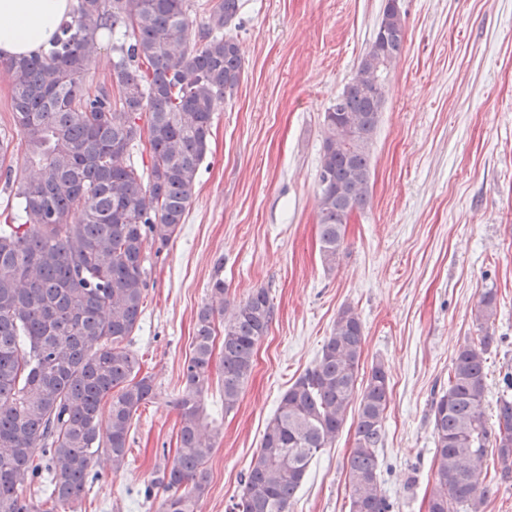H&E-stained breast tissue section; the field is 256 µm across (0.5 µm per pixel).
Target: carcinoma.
I'll use <instances>...</instances> for the list:
<instances>
[{
  "label": "carcinoma",
  "instance_id": "cac0c4a2",
  "mask_svg": "<svg viewBox=\"0 0 512 512\" xmlns=\"http://www.w3.org/2000/svg\"><path fill=\"white\" fill-rule=\"evenodd\" d=\"M191 0H74L49 47L4 63L16 126L26 150L7 163L0 133V177L16 205L0 211V512H59L86 492L100 449L112 471L127 464L132 420L155 396L127 339L148 291L146 242L167 244L185 223L199 167L209 149L216 106L233 97L243 63L237 37L240 0H217L205 21ZM386 38L370 45L324 114L319 158L320 254L335 269L352 214L370 199L371 146L385 104L389 70L401 57V12L387 6ZM112 36L111 80L84 92L85 76ZM149 150L144 172L131 161ZM216 279L197 314L192 355L176 398L178 448L155 484L159 512H202L214 448L204 414L216 319L224 317L218 366L224 414L237 407L258 343L274 319L268 291L224 298ZM482 292L474 316L495 315ZM491 337L460 346L448 389L434 395V483L427 512H484L485 458L512 479V395L486 416ZM363 324L342 308L314 366L281 396L253 456L242 493L228 512H291L312 459L332 447L359 401L347 458L349 512H392L379 480L390 401L384 365L359 378ZM108 413H103V405ZM107 424L101 440V424ZM40 455H35V452ZM36 488V499L23 494Z\"/></svg>",
  "mask_w": 512,
  "mask_h": 512
}]
</instances>
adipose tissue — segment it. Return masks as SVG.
I'll return each mask as SVG.
<instances>
[{"label":"adipose tissue","mask_w":512,"mask_h":512,"mask_svg":"<svg viewBox=\"0 0 512 512\" xmlns=\"http://www.w3.org/2000/svg\"><path fill=\"white\" fill-rule=\"evenodd\" d=\"M69 10L70 0H0V59L38 52Z\"/></svg>","instance_id":"1"}]
</instances>
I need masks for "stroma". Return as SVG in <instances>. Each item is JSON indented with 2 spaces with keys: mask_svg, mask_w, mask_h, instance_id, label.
<instances>
[{
  "mask_svg": "<svg viewBox=\"0 0 512 512\" xmlns=\"http://www.w3.org/2000/svg\"><path fill=\"white\" fill-rule=\"evenodd\" d=\"M239 87L218 104L182 229L150 242L149 288L129 348L155 396L132 421L128 465L94 467L74 512H158L146 494L172 462L175 399L214 279L228 300L269 293L275 316L236 410L204 397L220 435L202 512H226L281 394L318 358L341 308L360 315L362 373L382 363L391 397L378 451L393 512H427L430 400L459 346L488 333L486 412L512 375V0H401L405 47L371 151V193L333 271L319 253L318 162L328 106L353 76L384 0H240ZM497 313L478 326L484 289ZM354 427L312 462L292 512H348Z\"/></svg>",
  "mask_w": 512,
  "mask_h": 512,
  "instance_id": "stroma-1",
  "label": "stroma"
}]
</instances>
